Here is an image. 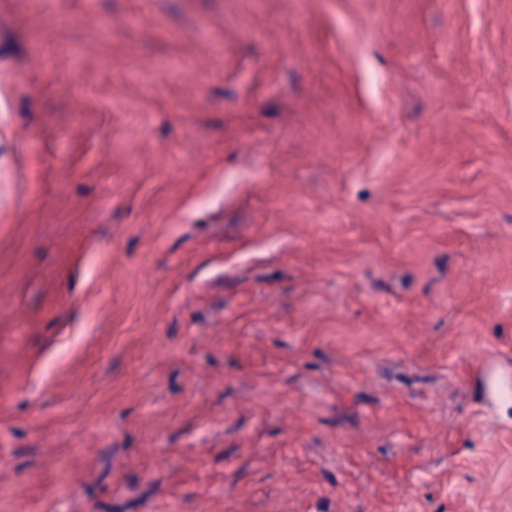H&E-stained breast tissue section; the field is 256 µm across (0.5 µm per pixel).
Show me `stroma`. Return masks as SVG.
<instances>
[{"instance_id":"35a3bbf8","label":"stroma","mask_w":512,"mask_h":512,"mask_svg":"<svg viewBox=\"0 0 512 512\" xmlns=\"http://www.w3.org/2000/svg\"><path fill=\"white\" fill-rule=\"evenodd\" d=\"M512 0H0V512H512Z\"/></svg>"}]
</instances>
